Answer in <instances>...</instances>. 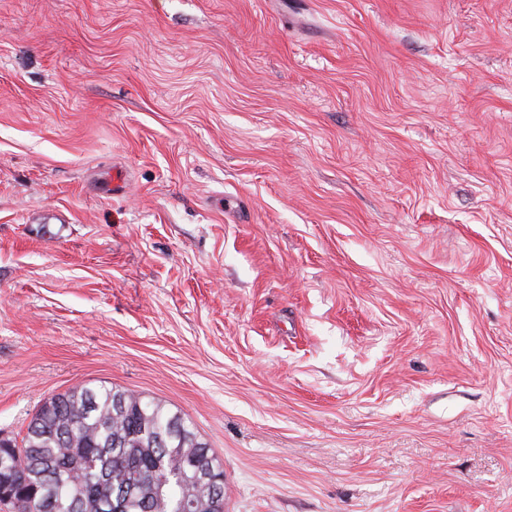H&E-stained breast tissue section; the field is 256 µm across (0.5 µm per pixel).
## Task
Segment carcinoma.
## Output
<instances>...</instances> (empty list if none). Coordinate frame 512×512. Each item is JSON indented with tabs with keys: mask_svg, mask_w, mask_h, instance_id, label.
Masks as SVG:
<instances>
[{
	"mask_svg": "<svg viewBox=\"0 0 512 512\" xmlns=\"http://www.w3.org/2000/svg\"><path fill=\"white\" fill-rule=\"evenodd\" d=\"M222 464L191 422L155 400L81 384L47 400L21 444L0 446V469H13L0 505L16 512H180L184 488L177 455Z\"/></svg>",
	"mask_w": 512,
	"mask_h": 512,
	"instance_id": "obj_1",
	"label": "carcinoma"
}]
</instances>
